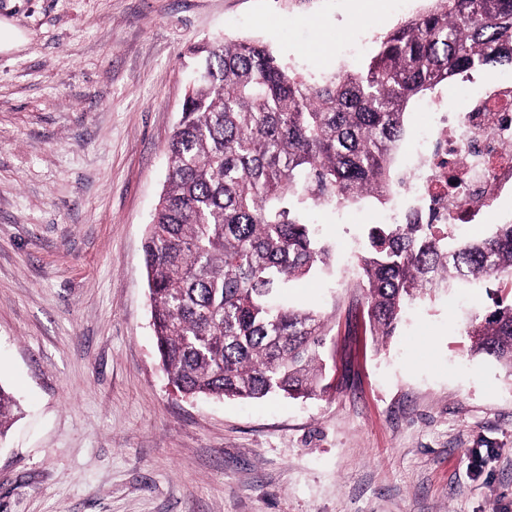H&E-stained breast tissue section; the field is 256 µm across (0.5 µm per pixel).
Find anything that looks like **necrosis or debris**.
Wrapping results in <instances>:
<instances>
[{
	"instance_id": "obj_1",
	"label": "necrosis or debris",
	"mask_w": 512,
	"mask_h": 512,
	"mask_svg": "<svg viewBox=\"0 0 512 512\" xmlns=\"http://www.w3.org/2000/svg\"><path fill=\"white\" fill-rule=\"evenodd\" d=\"M456 97L423 99L427 122L416 128L414 147L383 215L404 223L413 213L422 224L458 229L490 220L512 196V71L463 76Z\"/></svg>"
}]
</instances>
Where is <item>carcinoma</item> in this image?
Masks as SVG:
<instances>
[{
    "instance_id": "1",
    "label": "carcinoma",
    "mask_w": 512,
    "mask_h": 512,
    "mask_svg": "<svg viewBox=\"0 0 512 512\" xmlns=\"http://www.w3.org/2000/svg\"><path fill=\"white\" fill-rule=\"evenodd\" d=\"M167 145V178L144 243L156 348L185 396L293 399L334 388L325 316L290 284L330 270L307 215L388 200L416 101L458 75L512 66V0H435L376 41L367 63L310 83L251 40L215 39ZM374 336L439 289L499 282L512 293V224L448 239L443 224H374L357 256ZM475 355L512 370V303L472 319ZM17 412L0 385V438Z\"/></svg>"
}]
</instances>
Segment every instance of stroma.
I'll return each mask as SVG.
<instances>
[{"instance_id":"stroma-1","label":"stroma","mask_w":512,"mask_h":512,"mask_svg":"<svg viewBox=\"0 0 512 512\" xmlns=\"http://www.w3.org/2000/svg\"><path fill=\"white\" fill-rule=\"evenodd\" d=\"M429 7L411 0H0V512H512V372L475 356L485 285L370 333L358 223L310 220L333 274L292 303L331 327L319 399H193L169 385L143 265L194 46L266 43L316 80ZM17 403L11 393L0 385V438H2L12 423L17 412Z\"/></svg>"}]
</instances>
